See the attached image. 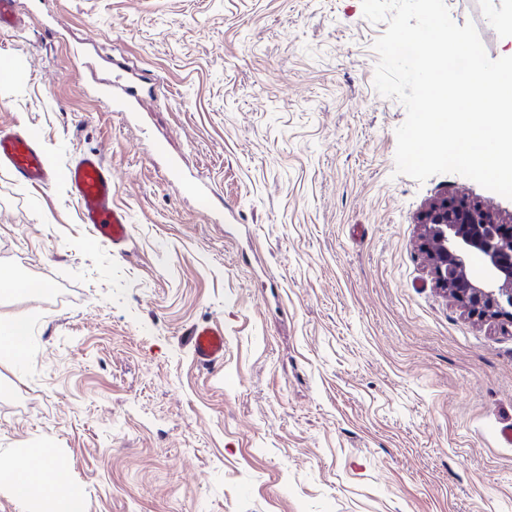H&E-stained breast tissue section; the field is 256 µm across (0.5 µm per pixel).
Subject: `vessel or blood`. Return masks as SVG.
I'll return each mask as SVG.
<instances>
[{
    "label": "vessel or blood",
    "instance_id": "obj_1",
    "mask_svg": "<svg viewBox=\"0 0 512 512\" xmlns=\"http://www.w3.org/2000/svg\"><path fill=\"white\" fill-rule=\"evenodd\" d=\"M0 165L18 180L35 187L46 186L52 179L42 161L36 138L27 131H0ZM66 177L70 192L82 211L84 223L93 225L98 237L120 248L130 240L127 214L112 205V171L100 155L88 153L68 167ZM193 354L204 367L224 361V331L202 324L191 331Z\"/></svg>",
    "mask_w": 512,
    "mask_h": 512
}]
</instances>
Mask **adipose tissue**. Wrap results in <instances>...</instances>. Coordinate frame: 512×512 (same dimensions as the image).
I'll use <instances>...</instances> for the list:
<instances>
[{
	"mask_svg": "<svg viewBox=\"0 0 512 512\" xmlns=\"http://www.w3.org/2000/svg\"><path fill=\"white\" fill-rule=\"evenodd\" d=\"M0 478L6 479L15 494L31 497L46 485L67 486L66 472L58 466L52 449L20 448L8 460H0Z\"/></svg>",
	"mask_w": 512,
	"mask_h": 512,
	"instance_id": "1",
	"label": "adipose tissue"
}]
</instances>
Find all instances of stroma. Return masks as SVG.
Instances as JSON below:
<instances>
[{
    "mask_svg": "<svg viewBox=\"0 0 512 512\" xmlns=\"http://www.w3.org/2000/svg\"><path fill=\"white\" fill-rule=\"evenodd\" d=\"M490 58L512 0H445ZM0 31V130L55 178L0 167V293L30 317L0 360V457L48 446L83 512H512V335L435 289L417 217L464 176L395 171L404 106L374 86L361 0H17ZM147 78L127 121L86 83ZM100 154L124 253L65 178ZM177 163L184 180L167 170ZM209 182L199 199L188 180ZM224 328L197 364L193 325ZM0 165L31 186H46L54 174L43 164L36 138L29 131H0ZM0 287H8L3 290H10L11 294L25 295V296H33L38 295L43 292V288H45L41 284H34L28 280L21 281L15 272L6 269L4 267L0 268Z\"/></svg>",
    "mask_w": 512,
    "mask_h": 512,
    "instance_id": "1",
    "label": "stroma"
}]
</instances>
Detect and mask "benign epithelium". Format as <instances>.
<instances>
[{"mask_svg": "<svg viewBox=\"0 0 512 512\" xmlns=\"http://www.w3.org/2000/svg\"><path fill=\"white\" fill-rule=\"evenodd\" d=\"M419 224L434 287L468 317L512 327V217L445 195Z\"/></svg>", "mask_w": 512, "mask_h": 512, "instance_id": "obj_1", "label": "benign epithelium"}]
</instances>
